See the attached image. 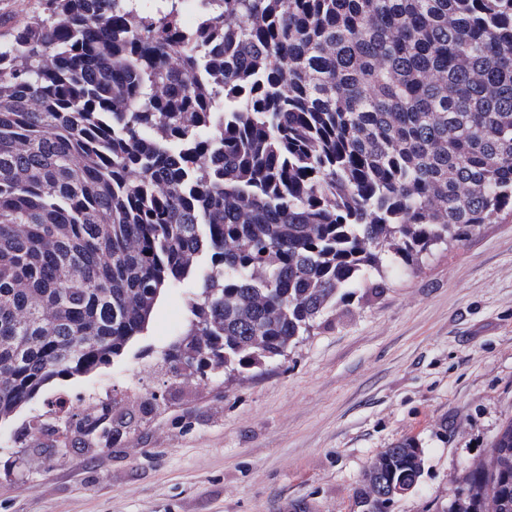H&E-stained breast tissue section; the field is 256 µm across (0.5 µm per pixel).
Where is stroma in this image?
I'll return each mask as SVG.
<instances>
[{
  "mask_svg": "<svg viewBox=\"0 0 512 512\" xmlns=\"http://www.w3.org/2000/svg\"><path fill=\"white\" fill-rule=\"evenodd\" d=\"M187 302L166 290L121 359L0 420V512H355L364 471L405 438L425 468L391 512H443L512 417V218L416 273L393 269L286 360L230 382L162 366ZM144 389L157 400L141 404ZM59 396L79 411L117 398L131 427L109 448L75 437L49 456L24 426Z\"/></svg>",
  "mask_w": 512,
  "mask_h": 512,
  "instance_id": "35a3bbf8",
  "label": "stroma"
}]
</instances>
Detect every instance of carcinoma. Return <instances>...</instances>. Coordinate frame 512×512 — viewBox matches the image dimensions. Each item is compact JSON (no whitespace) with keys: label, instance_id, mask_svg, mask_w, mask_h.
<instances>
[{"label":"carcinoma","instance_id":"cac0c4a2","mask_svg":"<svg viewBox=\"0 0 512 512\" xmlns=\"http://www.w3.org/2000/svg\"><path fill=\"white\" fill-rule=\"evenodd\" d=\"M42 0L0 41V419L190 290L185 378L287 356L512 215V0ZM84 444L120 436L111 411ZM407 438L358 512L421 478ZM443 512H512V419Z\"/></svg>","mask_w":512,"mask_h":512}]
</instances>
